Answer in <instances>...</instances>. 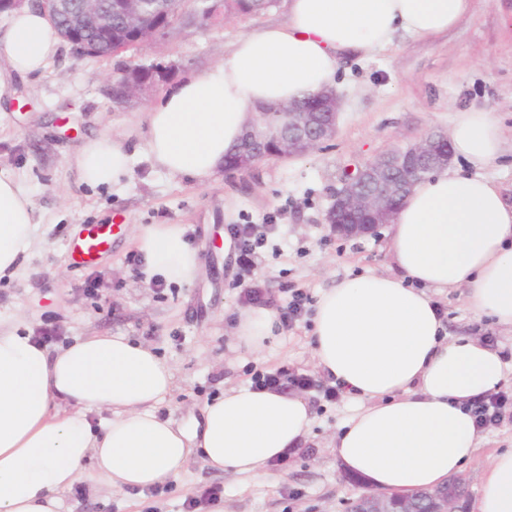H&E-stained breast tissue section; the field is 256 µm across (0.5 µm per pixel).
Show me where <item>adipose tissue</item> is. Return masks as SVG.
Returning a JSON list of instances; mask_svg holds the SVG:
<instances>
[{"label": "adipose tissue", "mask_w": 512, "mask_h": 512, "mask_svg": "<svg viewBox=\"0 0 512 512\" xmlns=\"http://www.w3.org/2000/svg\"><path fill=\"white\" fill-rule=\"evenodd\" d=\"M287 19L241 34L223 62L181 79L147 112L145 149L158 169L205 181L239 144L260 107L285 106L333 85L339 59L454 27L469 0H285ZM61 37L25 7L0 25V101L14 76L35 75ZM455 156L471 172L438 170L420 181L392 221L395 273L365 274L323 291L312 354L361 402L335 438L343 470L383 491L441 485L476 457L470 411L505 375L501 355L473 336L448 338L429 289L462 288L468 307L512 327V200L482 168L501 152L492 113H457ZM126 138L87 141L75 163L83 183L113 185L131 172ZM37 226L21 180L0 173V279L25 266ZM148 277L191 284L202 265L179 224L135 232ZM265 308L240 313L237 349L261 352L274 334ZM176 387L172 367L144 342L86 336L57 352L0 328V512H64L85 471L111 488L146 489L179 477L196 456L221 472L271 480L275 460L310 436L312 410L298 393L240 386L200 417L160 419ZM104 412L91 423L90 410ZM477 512H512V448L485 475Z\"/></svg>", "instance_id": "ef3b65f1"}]
</instances>
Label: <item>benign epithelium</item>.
Listing matches in <instances>:
<instances>
[{
	"mask_svg": "<svg viewBox=\"0 0 512 512\" xmlns=\"http://www.w3.org/2000/svg\"><path fill=\"white\" fill-rule=\"evenodd\" d=\"M39 7L51 18L60 15L71 20L67 40L73 52L80 56H96L100 45L112 44V23L103 18V10L117 20L127 35V46L148 48L170 37L178 24L210 28L223 23V13L211 0H196L193 12L159 14L147 9L143 0H0V15L24 5ZM87 29L98 31L95 42L82 38ZM150 71L144 77L140 68ZM137 64L119 72L115 86L119 98L126 103L140 101L156 85L171 76L176 64L152 61ZM321 111L302 110L295 104L261 108L247 124L237 157L224 172L247 169L270 155L272 157L303 156L336 132L340 110L337 92L329 88L320 93ZM446 135L433 133L420 142L392 150L385 156L361 166L357 173L336 190L326 212V221L333 231L347 237H360L374 232L379 224L389 222L400 202L420 180V173L445 167L452 158ZM460 479L452 478L440 489L425 493L429 501L427 512H462L456 492ZM362 512H418L410 498L391 492L366 496Z\"/></svg>",
	"mask_w": 512,
	"mask_h": 512,
	"instance_id": "7a95c632",
	"label": "benign epithelium"
}]
</instances>
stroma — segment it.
Listing matches in <instances>:
<instances>
[{"label":"stroma","mask_w":512,"mask_h":512,"mask_svg":"<svg viewBox=\"0 0 512 512\" xmlns=\"http://www.w3.org/2000/svg\"><path fill=\"white\" fill-rule=\"evenodd\" d=\"M283 4L226 19L223 26L185 27L151 48L116 56L78 57L62 45L39 75L18 79L17 98L0 110V171L25 183L40 217L27 264L0 280V326L30 335L53 327L49 351L77 337L121 335L149 343L174 369L177 387L161 417L183 420L254 371L281 367L325 381L311 354L312 315L276 327L266 348L235 360L231 331L247 304L244 292L265 288L280 313L293 290L311 298L366 272L390 274L389 227L345 238L325 221L332 195L355 168L434 132H449L457 112L481 109L498 118L499 157L481 174L512 197V0H470L456 26L428 38L398 34L392 45L342 56L335 89L341 110L335 137L297 158H269L249 170L217 171L204 183L153 167L142 151L148 108L169 90L162 83L133 106L114 104L108 86L119 63L154 59L177 63L176 78L223 61L243 33L284 22ZM101 133L130 137L139 147L131 178L117 186L84 185L75 158ZM112 223L111 250L90 267L75 266L70 246L93 225ZM271 224V236L250 269L225 252L231 224ZM147 224H180L205 275L190 285L145 284L135 265L134 234ZM449 337L474 336L500 351L511 372L501 392L512 398V329L468 308L464 290L433 292ZM306 397L313 422L306 445L276 467V480L223 473L190 460L158 493L92 485L83 478L66 495L72 512H183L185 500L211 486L222 490L224 512H348L368 487L347 477L334 439L359 407L353 395L329 402L315 389ZM512 448V405L500 425L481 432L474 462L462 472L465 512H476L485 473L498 451Z\"/></svg>","instance_id":"stroma-1"}]
</instances>
